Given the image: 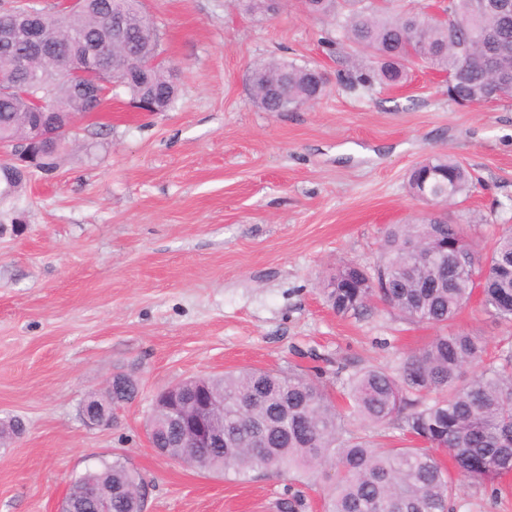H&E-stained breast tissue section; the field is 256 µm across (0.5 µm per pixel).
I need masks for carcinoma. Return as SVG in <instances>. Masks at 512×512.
Masks as SVG:
<instances>
[{
  "label": "carcinoma",
  "mask_w": 512,
  "mask_h": 512,
  "mask_svg": "<svg viewBox=\"0 0 512 512\" xmlns=\"http://www.w3.org/2000/svg\"><path fill=\"white\" fill-rule=\"evenodd\" d=\"M306 16L329 22L336 43L349 48L341 82L351 88L397 85L409 66L423 63L445 78L456 103L481 105L491 91L493 70L499 101L512 100V14L500 0H448L447 19L426 11L390 9L384 0H300ZM123 18L125 35L109 42L99 66L109 82L122 86L137 103L152 95L172 106L177 86L172 68L159 59L161 33L140 0H89L79 13L54 12L50 35L69 36L62 52L78 55L87 42L109 37V18ZM27 91L50 103L70 101L74 114L94 112L98 103L74 89L61 72L36 64L20 76ZM249 85L264 112H287L314 104L328 92L329 80L317 66L275 59L254 63ZM27 98L0 93V132L15 141L27 139L39 118ZM467 168L448 155H433L408 174L409 191L428 205L440 196L455 203L470 189ZM466 237L456 224L423 216L412 224H393L383 238L377 263L389 287L368 280L354 288L333 287L338 274L324 281L322 292L340 315L355 313L380 299L406 320L446 327L474 293L472 275L485 264L480 305L497 320L512 324V228H506L485 254H466L458 266L449 251L437 248L425 261L419 243L452 246ZM486 346L466 332H441L407 356L394 372L367 368L355 374L347 390L348 411L309 374L288 375L248 368L183 381L191 391L201 385L224 402V417L214 429L224 435L220 448H191L174 435L159 436L156 447L204 472L246 477L257 470L296 476L322 466L336 468L327 490V512H452L457 484L444 467L447 455L457 474L475 481L493 480L512 471V356L484 362ZM482 368L465 374L469 365ZM135 380L121 382L90 404L110 411L131 403ZM373 428H395L409 437L405 446L377 443L345 430L346 415ZM112 496L88 502L85 512H136L134 489L142 481L126 459L115 455L78 477Z\"/></svg>",
  "instance_id": "obj_1"
}]
</instances>
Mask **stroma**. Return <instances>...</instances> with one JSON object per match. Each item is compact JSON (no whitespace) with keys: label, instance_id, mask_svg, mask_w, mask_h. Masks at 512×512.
Here are the masks:
<instances>
[{"label":"stroma","instance_id":"stroma-1","mask_svg":"<svg viewBox=\"0 0 512 512\" xmlns=\"http://www.w3.org/2000/svg\"><path fill=\"white\" fill-rule=\"evenodd\" d=\"M175 69L165 112L113 89L78 123L51 175L0 199V419L24 433L0 447V512H57L68 484L119 454L151 490L147 512H276L320 487L292 475L246 480L157 455L147 423L156 391L227 370H319L341 396L367 367L396 370L436 328L374 304L336 314L321 292L340 264L374 266L388 225L417 218L408 171L433 154L477 182L450 216L487 245L512 225V103L462 106L417 66L395 88L336 82L343 50L297 0L251 14L243 0H143ZM317 62L333 82L313 106L265 112L247 73L260 59ZM492 356L512 353V325L479 303L452 324ZM116 374L138 395L106 427L81 403ZM454 512H512V473L460 483Z\"/></svg>","mask_w":512,"mask_h":512}]
</instances>
